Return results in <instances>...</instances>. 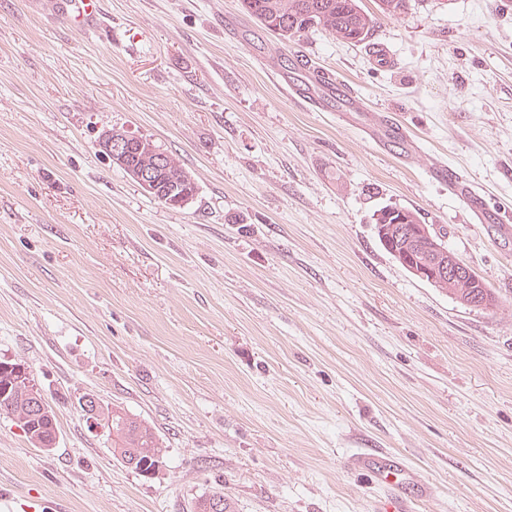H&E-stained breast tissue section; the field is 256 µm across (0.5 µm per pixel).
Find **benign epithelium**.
<instances>
[{"label": "benign epithelium", "instance_id": "obj_1", "mask_svg": "<svg viewBox=\"0 0 512 512\" xmlns=\"http://www.w3.org/2000/svg\"><path fill=\"white\" fill-rule=\"evenodd\" d=\"M103 153L115 164L126 169L143 189L155 200L174 207H180L190 200L187 194L172 196L163 189V178L167 172L166 156L144 139L121 131H107L100 140ZM376 231L387 239L406 232L412 244L422 249L416 260L406 258V251L394 252L399 263L414 277L435 288L448 290L478 287L479 278L471 267L465 265L459 256L448 249L445 241L434 235L428 224H414L398 230L395 224H378Z\"/></svg>", "mask_w": 512, "mask_h": 512}]
</instances>
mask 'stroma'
<instances>
[{"label": "stroma", "instance_id": "35a3bbf8", "mask_svg": "<svg viewBox=\"0 0 512 512\" xmlns=\"http://www.w3.org/2000/svg\"><path fill=\"white\" fill-rule=\"evenodd\" d=\"M0 0V361L51 406L44 451L0 415V491L67 512H379L352 465L415 476L410 512H512V0H409L369 44L284 42L239 0ZM391 60L378 65L376 45ZM350 86L362 112L305 98ZM404 140L377 144L380 114ZM149 139L196 184L146 195L103 132ZM483 189L477 215L432 177ZM416 211L493 290L467 307L410 275L372 215ZM155 432L142 476L87 397ZM103 0H68L63 14L71 23L86 27L103 16L101 4ZM357 462L373 474L380 486L394 491L403 488L406 481L412 477L404 465H395L375 457L362 455Z\"/></svg>", "mask_w": 512, "mask_h": 512}]
</instances>
